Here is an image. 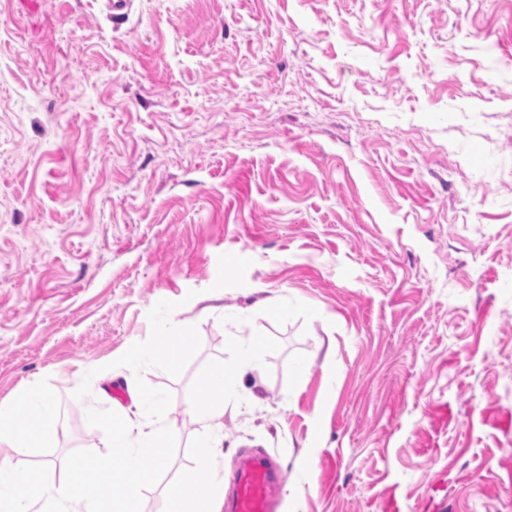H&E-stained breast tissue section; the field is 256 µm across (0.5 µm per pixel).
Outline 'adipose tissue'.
<instances>
[{
    "instance_id": "ef3b65f1",
    "label": "adipose tissue",
    "mask_w": 512,
    "mask_h": 512,
    "mask_svg": "<svg viewBox=\"0 0 512 512\" xmlns=\"http://www.w3.org/2000/svg\"><path fill=\"white\" fill-rule=\"evenodd\" d=\"M262 371L259 342L242 346L236 363L218 365L207 374L201 401L188 404L187 413L199 424L193 443V476L170 482L165 488V512H222L224 481L215 474V463L223 446L224 385L234 377Z\"/></svg>"
}]
</instances>
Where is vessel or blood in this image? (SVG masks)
I'll use <instances>...</instances> for the list:
<instances>
[{"instance_id": "b4317fda", "label": "vessel or blood", "mask_w": 512, "mask_h": 512, "mask_svg": "<svg viewBox=\"0 0 512 512\" xmlns=\"http://www.w3.org/2000/svg\"><path fill=\"white\" fill-rule=\"evenodd\" d=\"M282 482L281 467L272 456H245L233 477L225 512H276Z\"/></svg>"}]
</instances>
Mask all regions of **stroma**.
I'll return each instance as SVG.
<instances>
[{
	"mask_svg": "<svg viewBox=\"0 0 512 512\" xmlns=\"http://www.w3.org/2000/svg\"><path fill=\"white\" fill-rule=\"evenodd\" d=\"M178 302L177 449L227 381L216 473L281 512H512V0H0V403L48 379L75 434ZM96 369L77 399L66 373ZM303 490H295L298 473Z\"/></svg>",
	"mask_w": 512,
	"mask_h": 512,
	"instance_id": "35a3bbf8",
	"label": "stroma"
}]
</instances>
